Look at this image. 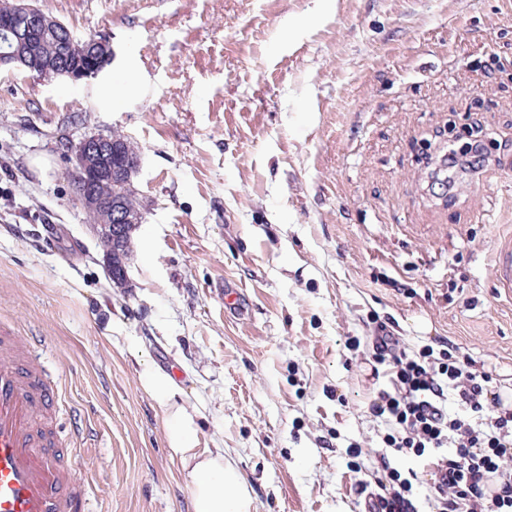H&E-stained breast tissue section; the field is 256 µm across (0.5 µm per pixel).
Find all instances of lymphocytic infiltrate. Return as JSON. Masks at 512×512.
Wrapping results in <instances>:
<instances>
[{"label":"lymphocytic infiltrate","mask_w":512,"mask_h":512,"mask_svg":"<svg viewBox=\"0 0 512 512\" xmlns=\"http://www.w3.org/2000/svg\"><path fill=\"white\" fill-rule=\"evenodd\" d=\"M375 365L387 367L392 390L379 391L370 413L389 424L381 459L385 480L358 482L377 500L378 512H512V405L489 387L492 376L471 368L458 347L441 343L408 353L401 339L379 325L371 338ZM459 414H449L448 396ZM427 457L430 493L419 501L418 472L402 471L391 455Z\"/></svg>","instance_id":"obj_1"}]
</instances>
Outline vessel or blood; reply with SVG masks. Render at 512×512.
<instances>
[{"label":"vessel or blood","instance_id":"vessel-or-blood-1","mask_svg":"<svg viewBox=\"0 0 512 512\" xmlns=\"http://www.w3.org/2000/svg\"><path fill=\"white\" fill-rule=\"evenodd\" d=\"M495 266L499 287L511 292V234L500 239ZM58 407L35 337L0 326V512H88L89 488L50 427Z\"/></svg>","mask_w":512,"mask_h":512}]
</instances>
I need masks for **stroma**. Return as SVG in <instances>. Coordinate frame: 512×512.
<instances>
[{"label": "stroma", "mask_w": 512, "mask_h": 512, "mask_svg": "<svg viewBox=\"0 0 512 512\" xmlns=\"http://www.w3.org/2000/svg\"><path fill=\"white\" fill-rule=\"evenodd\" d=\"M39 2L112 57L81 81L0 67V323L92 412L94 512H192L144 384L169 364L253 512H360L353 442L382 476L391 383L347 337L453 343L512 399V0ZM472 127L496 159L443 203L424 158ZM113 131L143 206L122 288L65 177ZM495 266L498 272V288L512 291V235L502 237L495 251Z\"/></svg>", "instance_id": "obj_1"}]
</instances>
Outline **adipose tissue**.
<instances>
[{"mask_svg": "<svg viewBox=\"0 0 512 512\" xmlns=\"http://www.w3.org/2000/svg\"><path fill=\"white\" fill-rule=\"evenodd\" d=\"M169 379L148 378L147 385L166 404V425L171 457L188 470L193 512H252L251 490L223 449H197L192 415L170 404Z\"/></svg>", "mask_w": 512, "mask_h": 512, "instance_id": "adipose-tissue-1", "label": "adipose tissue"}]
</instances>
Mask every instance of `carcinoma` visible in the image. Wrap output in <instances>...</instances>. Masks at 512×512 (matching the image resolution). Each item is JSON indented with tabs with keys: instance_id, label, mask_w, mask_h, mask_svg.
Returning <instances> with one entry per match:
<instances>
[{
	"instance_id": "obj_1",
	"label": "carcinoma",
	"mask_w": 512,
	"mask_h": 512,
	"mask_svg": "<svg viewBox=\"0 0 512 512\" xmlns=\"http://www.w3.org/2000/svg\"><path fill=\"white\" fill-rule=\"evenodd\" d=\"M74 35L69 29H56L45 31L30 38L15 32H6L0 29V52H9L18 49L35 63L32 72L45 78L57 77L62 66L77 68L75 57L69 53V45ZM115 150L126 160H134L138 153L133 144L124 136L111 133L107 135ZM94 196L105 201L112 200V213L105 210L86 206L87 215L91 223L101 224L112 221L118 229H127L128 235H133L136 225L122 222L126 217V208H140L138 198L130 197L124 193L120 180L110 176H102L91 182Z\"/></svg>"
}]
</instances>
